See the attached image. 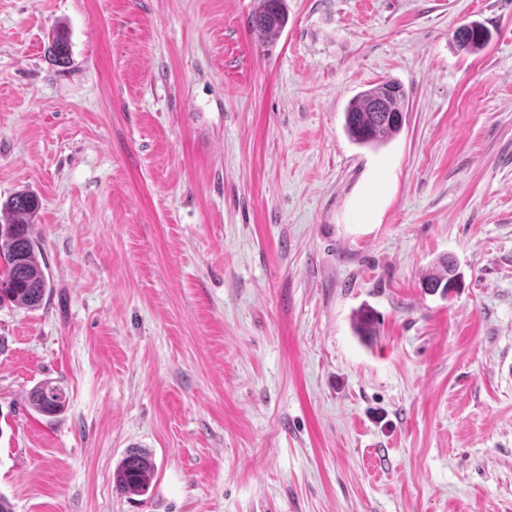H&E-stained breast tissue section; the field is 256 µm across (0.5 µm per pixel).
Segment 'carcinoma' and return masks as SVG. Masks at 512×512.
Returning a JSON list of instances; mask_svg holds the SVG:
<instances>
[{
	"label": "carcinoma",
	"mask_w": 512,
	"mask_h": 512,
	"mask_svg": "<svg viewBox=\"0 0 512 512\" xmlns=\"http://www.w3.org/2000/svg\"><path fill=\"white\" fill-rule=\"evenodd\" d=\"M285 0H258L250 18V27L260 42L279 34L287 23ZM478 33L468 39L453 37L461 50L474 52L488 39L486 29L473 23ZM48 58L55 65L69 64V44L58 32L47 48ZM406 117V92L402 84L385 80L359 92L348 104L345 129L350 139L360 146H380L398 134ZM39 199L21 192L0 204V302L7 300L19 306L35 308L42 304L49 281L36 242L30 235V225L40 209ZM456 266L449 257L437 262L422 278L421 288L429 293L445 295L456 287ZM375 318L360 311L355 318L359 335L374 332ZM67 402L64 388L56 381L45 379L29 394V405L42 415H56ZM152 457L139 448L129 450L113 474L116 487L125 494L140 495L149 490L154 477Z\"/></svg>",
	"instance_id": "carcinoma-1"
}]
</instances>
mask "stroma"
<instances>
[{
	"label": "stroma",
	"mask_w": 512,
	"mask_h": 512,
	"mask_svg": "<svg viewBox=\"0 0 512 512\" xmlns=\"http://www.w3.org/2000/svg\"><path fill=\"white\" fill-rule=\"evenodd\" d=\"M287 4L261 48L257 0H0V202L39 198L49 279L0 303L13 512H512V0ZM406 92L402 84L385 80L359 92L348 104L345 129L361 146H380L398 134L406 117ZM456 266L450 257L441 258L437 265L428 271L422 278L421 287L429 293L445 295L452 288H456ZM67 402L64 388L56 381L45 379L34 386L29 394V405L42 415H56ZM154 472L152 457L139 448H132L117 465L113 479L120 492L140 495L149 490Z\"/></svg>",
	"instance_id": "stroma-1"
}]
</instances>
